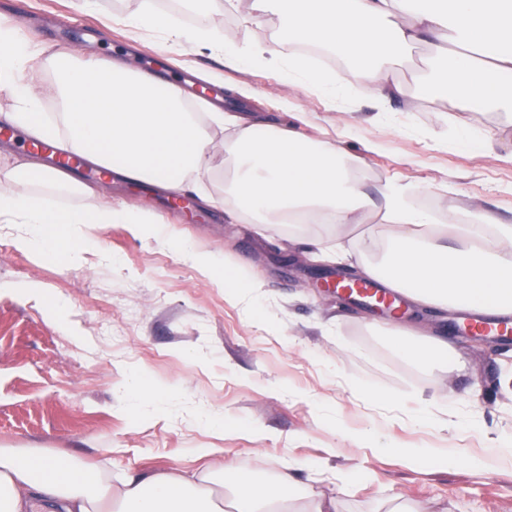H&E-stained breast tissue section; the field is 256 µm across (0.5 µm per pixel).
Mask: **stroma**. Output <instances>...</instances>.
I'll list each match as a JSON object with an SVG mask.
<instances>
[{
	"label": "stroma",
	"instance_id": "35a3bbf8",
	"mask_svg": "<svg viewBox=\"0 0 512 512\" xmlns=\"http://www.w3.org/2000/svg\"><path fill=\"white\" fill-rule=\"evenodd\" d=\"M209 0L204 17L179 10L184 26L203 24L236 42L271 41V24H251L245 10ZM138 0H6L0 17L32 36L100 58L136 48L137 67L168 56L203 80L244 83L254 98L237 111L264 124L292 125L281 101L308 113L302 136L344 134L360 154L376 140L363 172L370 181L410 184L416 205L434 214L451 209L456 193L512 220V141L492 152L453 143L457 123L470 119L493 129L502 113L473 116L428 100L393 106L378 117L369 105L356 112L331 110L328 98L289 81L273 67L237 70L218 58L141 34L132 42L124 20ZM69 12L91 32L58 34L51 15ZM453 192H445V185ZM105 196L116 206L166 212L170 236L191 250L214 255L219 265L258 275L255 308L244 290L200 272L189 259L129 224L91 228L98 241L75 259L44 261L15 245L27 225L0 224V445L43 448L101 464L113 476L144 468L195 466L199 448L212 449L214 492H227L237 473L276 479L298 468L299 491L335 498L339 512H387V495L427 504L430 512H512V463L494 462L483 431L512 434V340L461 335L462 366L421 372L377 335L382 320L368 309L317 289L330 263L314 261L307 239L319 234L386 237L387 225L285 226L267 232L205 210L165 211L145 185L115 181ZM164 385L157 398L136 387ZM397 397L417 394L446 403L448 421L421 426L393 404H377L369 388ZM370 433L378 449L341 441L340 432ZM400 448H438V457L404 465ZM468 457L449 461L455 449ZM353 480L337 485V472Z\"/></svg>",
	"mask_w": 512,
	"mask_h": 512
}]
</instances>
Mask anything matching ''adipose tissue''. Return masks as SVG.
Returning <instances> with one entry per match:
<instances>
[{
	"label": "adipose tissue",
	"instance_id": "1",
	"mask_svg": "<svg viewBox=\"0 0 512 512\" xmlns=\"http://www.w3.org/2000/svg\"><path fill=\"white\" fill-rule=\"evenodd\" d=\"M247 3L256 24L276 23L291 52L278 45L239 46L220 28H186L140 0L128 25L133 33L159 32L174 45H191L223 57L226 67L249 62L281 67L289 80L325 92L332 107L358 111L370 103L387 114L393 103L432 100L457 111L512 112V0H227ZM315 46L341 59L344 72L309 68L298 49ZM424 50L412 85L394 76L413 52ZM53 79L44 93L28 80L43 62ZM0 93L9 100L0 125L49 140L109 174L163 187L171 196L195 194L212 208L232 207L252 224L298 220L348 226L373 217L391 228L386 243L352 238L325 247L312 238L314 258L338 263L366 252L378 261L362 265L412 302L449 311L512 315V224L493 212L469 207L446 223L417 207L412 191L396 181L366 183L363 156L341 141H311L298 132L257 125L221 100L196 107L175 85L115 58L98 63L70 48L46 47L15 27L0 26ZM54 111H46L47 103ZM224 152L229 170L214 190L210 158ZM0 174V223L27 224L20 248L43 260L73 254L91 243L87 227L132 224L158 228L163 214L112 206L80 180L24 154L5 153ZM36 185L29 196L13 184ZM66 236H59V229ZM394 348L420 369L444 368L463 359L454 341L416 337L410 325L386 321ZM208 470H135L120 480L70 456L40 448L0 447V512H223L210 489ZM297 478L285 471L272 483L236 476L232 512H293Z\"/></svg>",
	"mask_w": 512,
	"mask_h": 512
}]
</instances>
